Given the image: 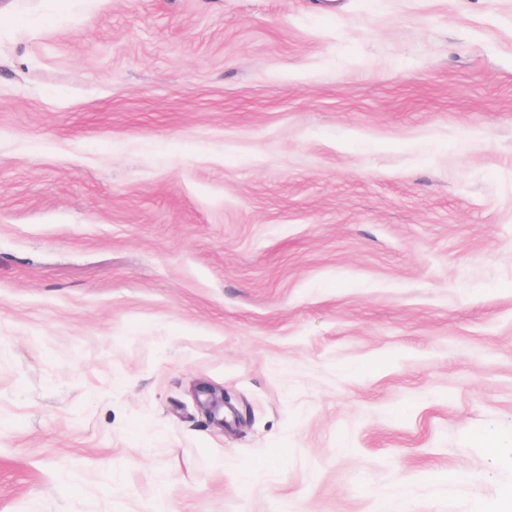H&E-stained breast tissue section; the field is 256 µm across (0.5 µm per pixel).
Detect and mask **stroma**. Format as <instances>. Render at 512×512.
<instances>
[{"mask_svg":"<svg viewBox=\"0 0 512 512\" xmlns=\"http://www.w3.org/2000/svg\"><path fill=\"white\" fill-rule=\"evenodd\" d=\"M323 3L0 0V512L512 498V0Z\"/></svg>","mask_w":512,"mask_h":512,"instance_id":"35a3bbf8","label":"stroma"}]
</instances>
